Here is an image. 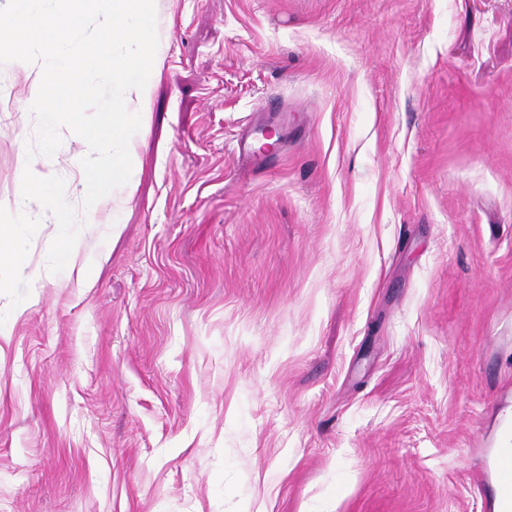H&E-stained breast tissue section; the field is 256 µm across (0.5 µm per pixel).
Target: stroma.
Listing matches in <instances>:
<instances>
[{
    "label": "stroma",
    "instance_id": "35a3bbf8",
    "mask_svg": "<svg viewBox=\"0 0 512 512\" xmlns=\"http://www.w3.org/2000/svg\"><path fill=\"white\" fill-rule=\"evenodd\" d=\"M119 235L0 294V512H492L512 0H156ZM0 65V206L35 121ZM278 125L282 160L240 155Z\"/></svg>",
    "mask_w": 512,
    "mask_h": 512
}]
</instances>
